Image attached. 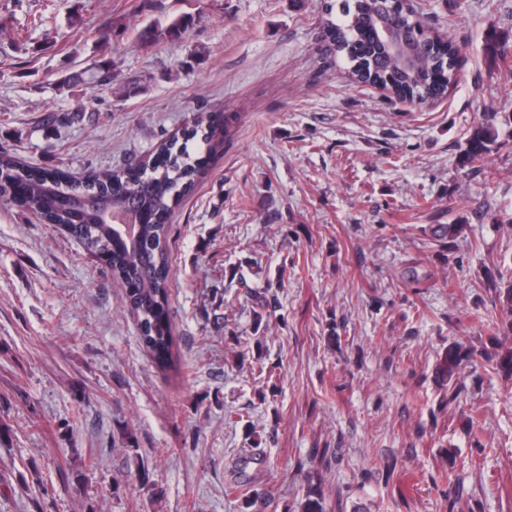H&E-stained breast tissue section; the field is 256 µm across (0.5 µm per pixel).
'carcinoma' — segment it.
<instances>
[{
    "label": "carcinoma",
    "instance_id": "obj_1",
    "mask_svg": "<svg viewBox=\"0 0 512 512\" xmlns=\"http://www.w3.org/2000/svg\"><path fill=\"white\" fill-rule=\"evenodd\" d=\"M392 10L399 27L416 38L426 56V75L401 72L375 44L372 4L369 0H328L325 3L324 40L329 51L349 65L352 78L364 85L380 86L402 99L421 104L443 99L456 73L457 53L452 42L444 41L426 29L405 0H383ZM189 27V19L178 16L163 25L156 21L138 31L144 44L163 39H179ZM114 65L100 61L89 70L90 83L112 84ZM498 130L488 121L474 128L468 139L467 160L481 159L496 141ZM200 143L205 155L189 151L188 144ZM220 146L211 126L197 119L183 131V142L164 144L150 158L131 163L112 174L83 180L84 190L101 197L129 200L128 213L145 214L149 221L136 229L137 245L132 248L114 244L113 225L104 223L95 211L81 217L69 210L72 185L52 171L25 167L8 153L0 152V200H9L11 187L23 190L22 199L48 224H68L84 249L108 262L113 280L123 288V301L136 316L140 338L160 365L173 362L174 336L167 316L169 302V253L166 249L167 221L178 203L195 188L205 157ZM460 354L448 347L442 370L453 377Z\"/></svg>",
    "mask_w": 512,
    "mask_h": 512
}]
</instances>
